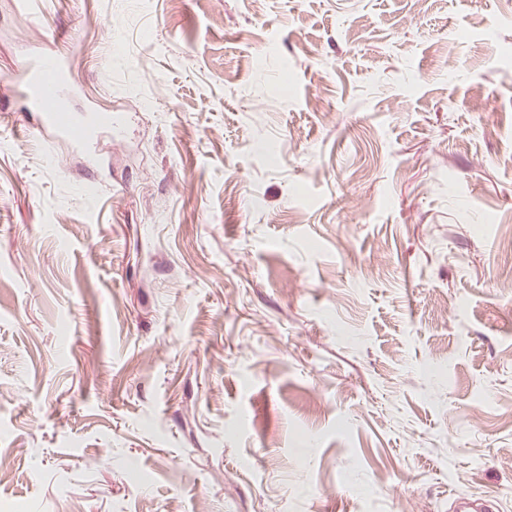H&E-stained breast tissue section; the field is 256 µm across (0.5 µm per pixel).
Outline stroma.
I'll return each mask as SVG.
<instances>
[{"instance_id":"35a3bbf8","label":"stroma","mask_w":512,"mask_h":512,"mask_svg":"<svg viewBox=\"0 0 512 512\" xmlns=\"http://www.w3.org/2000/svg\"><path fill=\"white\" fill-rule=\"evenodd\" d=\"M511 281L512 0H0V512H512ZM24 90L21 97L25 107L40 112V133L53 132L70 140L86 138L90 115L70 112L63 98V64L58 57L41 56L35 59L22 74Z\"/></svg>"}]
</instances>
